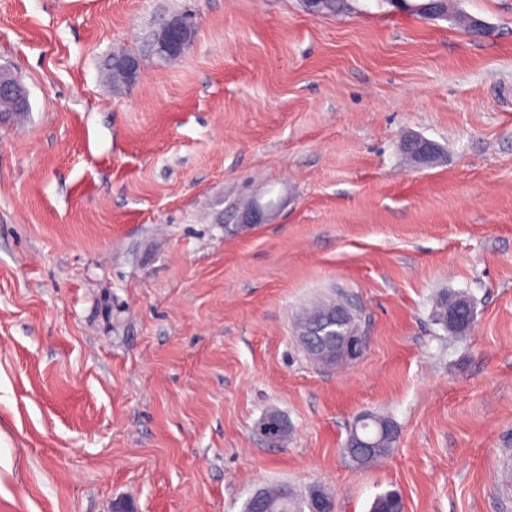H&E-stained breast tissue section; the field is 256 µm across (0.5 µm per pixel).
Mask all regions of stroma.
Segmentation results:
<instances>
[{
  "label": "stroma",
  "instance_id": "obj_1",
  "mask_svg": "<svg viewBox=\"0 0 512 512\" xmlns=\"http://www.w3.org/2000/svg\"><path fill=\"white\" fill-rule=\"evenodd\" d=\"M347 4L0 0L30 103L0 121V512H243L283 483L335 512L390 489L512 512V0ZM183 12L195 34L158 62ZM122 50L141 72L116 91ZM410 136L440 159L410 162ZM446 292L466 334L435 318ZM333 299L365 344L324 368L296 323ZM366 411L398 438L360 468ZM194 28L192 14L182 13L165 20L160 26V33L155 52L158 59L166 62L180 56L188 42L185 33ZM456 294H463L468 299L464 296H458V295L453 296L455 294L445 293V294L441 295V297L437 300V303H436L437 319H439V321L441 323H443L446 327H447V323H448V330L451 333H454L456 327L462 321H465V322L468 321L469 328H471L473 325V316L475 314L472 300L464 293H456ZM457 298H463L465 300L467 309L465 306L457 305V304H455L454 306H452L451 308L448 309V305L451 304ZM468 310L473 314V316ZM447 311H448V318H447V323H445L443 321L446 320Z\"/></svg>",
  "mask_w": 512,
  "mask_h": 512
}]
</instances>
